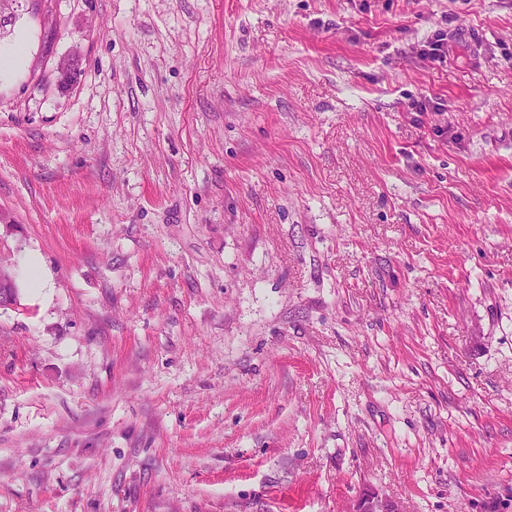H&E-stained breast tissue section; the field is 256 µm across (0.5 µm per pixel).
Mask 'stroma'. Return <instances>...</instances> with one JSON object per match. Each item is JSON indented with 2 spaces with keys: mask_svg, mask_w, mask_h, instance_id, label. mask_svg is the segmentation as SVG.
I'll return each instance as SVG.
<instances>
[{
  "mask_svg": "<svg viewBox=\"0 0 512 512\" xmlns=\"http://www.w3.org/2000/svg\"><path fill=\"white\" fill-rule=\"evenodd\" d=\"M18 44L0 512H512V0H41ZM448 36L465 39V31L459 27L450 33H448V30L437 31L423 43L421 55L432 64H438L439 66L446 64L448 62ZM403 502L366 489L353 505L352 512H407Z\"/></svg>",
  "mask_w": 512,
  "mask_h": 512,
  "instance_id": "stroma-1",
  "label": "stroma"
}]
</instances>
